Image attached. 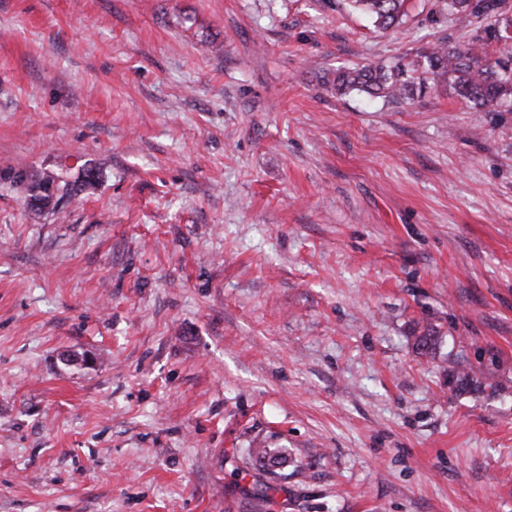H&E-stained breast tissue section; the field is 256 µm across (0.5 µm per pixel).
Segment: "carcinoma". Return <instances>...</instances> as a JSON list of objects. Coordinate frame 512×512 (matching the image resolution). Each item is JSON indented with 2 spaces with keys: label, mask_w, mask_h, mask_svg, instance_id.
Here are the masks:
<instances>
[{
  "label": "carcinoma",
  "mask_w": 512,
  "mask_h": 512,
  "mask_svg": "<svg viewBox=\"0 0 512 512\" xmlns=\"http://www.w3.org/2000/svg\"><path fill=\"white\" fill-rule=\"evenodd\" d=\"M353 7L368 13L374 25L384 31L396 27L405 14L406 0H351ZM506 0H444L452 14L471 16L479 26L468 41L451 44L444 41L423 54L427 72L448 80L462 99L485 112H501L512 103V54L494 58L490 47L508 38L512 18L503 8ZM417 69L398 64L385 68L366 64L357 68H338L323 76L324 83L339 95L353 91L386 99L408 98L426 79L416 76Z\"/></svg>",
  "instance_id": "carcinoma-1"
}]
</instances>
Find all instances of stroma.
I'll use <instances>...</instances> for the list:
<instances>
[{
	"instance_id": "stroma-1",
	"label": "stroma",
	"mask_w": 512,
	"mask_h": 512,
	"mask_svg": "<svg viewBox=\"0 0 512 512\" xmlns=\"http://www.w3.org/2000/svg\"><path fill=\"white\" fill-rule=\"evenodd\" d=\"M406 10L0 0V512H512V112L322 81Z\"/></svg>"
}]
</instances>
